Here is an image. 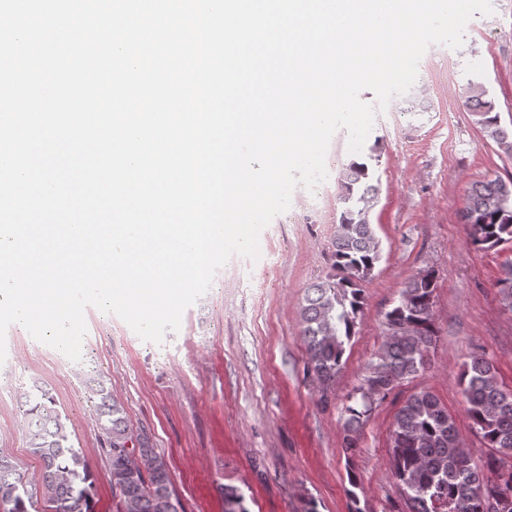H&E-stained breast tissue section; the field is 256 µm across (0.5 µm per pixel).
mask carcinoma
<instances>
[{
    "label": "carcinoma",
    "mask_w": 512,
    "mask_h": 512,
    "mask_svg": "<svg viewBox=\"0 0 512 512\" xmlns=\"http://www.w3.org/2000/svg\"><path fill=\"white\" fill-rule=\"evenodd\" d=\"M465 94L476 124L512 155V128L501 125L494 105L484 99L483 86L470 83ZM341 189L344 209L332 242L334 273L309 288L301 307L307 369L323 386L343 367L345 345L363 305V284L380 259V242L369 222L379 188L368 164L351 163ZM462 218L476 245L492 248L511 242L512 179L475 183ZM435 281L432 271L413 278L385 314L392 333L344 408L349 461L356 454L357 432L374 404L431 364ZM459 385L472 428L487 453L481 463L474 462L440 399L427 389L411 394L395 414L389 446L392 472L408 512H483L482 500L489 494L512 493V454L501 452L512 448V394H506L493 363L483 355H472L462 364ZM92 393L99 399L96 420L106 436L112 493L119 503L126 512H179L167 464L147 434L133 432L122 405L106 393L102 382ZM21 408L29 419V447L40 459L41 470L30 475L0 455V505L6 512H34L41 496L53 504L54 512H95L81 449L71 442L53 397L35 387ZM224 512H247L234 487H224Z\"/></svg>",
    "instance_id": "1"
}]
</instances>
